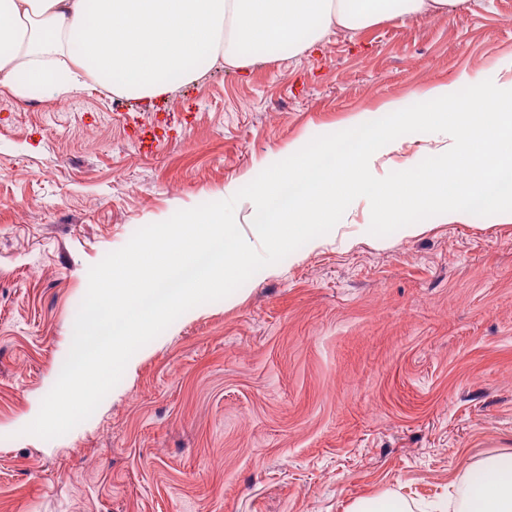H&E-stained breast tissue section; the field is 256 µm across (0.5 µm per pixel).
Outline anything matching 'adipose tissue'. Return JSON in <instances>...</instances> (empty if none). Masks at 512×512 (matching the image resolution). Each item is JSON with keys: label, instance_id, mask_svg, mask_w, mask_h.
Returning a JSON list of instances; mask_svg holds the SVG:
<instances>
[{"label": "adipose tissue", "instance_id": "adipose-tissue-1", "mask_svg": "<svg viewBox=\"0 0 512 512\" xmlns=\"http://www.w3.org/2000/svg\"><path fill=\"white\" fill-rule=\"evenodd\" d=\"M462 0H0V79L21 95H58L88 79L157 98L188 64L240 69L293 56L332 27L358 32ZM467 491L432 512H512V454L464 467Z\"/></svg>", "mask_w": 512, "mask_h": 512}]
</instances>
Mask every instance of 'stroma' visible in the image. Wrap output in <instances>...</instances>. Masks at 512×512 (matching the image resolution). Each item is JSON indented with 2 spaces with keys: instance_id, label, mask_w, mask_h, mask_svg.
<instances>
[{
  "instance_id": "1",
  "label": "stroma",
  "mask_w": 512,
  "mask_h": 512,
  "mask_svg": "<svg viewBox=\"0 0 512 512\" xmlns=\"http://www.w3.org/2000/svg\"><path fill=\"white\" fill-rule=\"evenodd\" d=\"M512 77V0L332 30L149 102L0 85V512H349L462 495L512 452V222L330 233L179 317L93 415L24 434L73 340L88 271L139 228L222 200L289 144L438 84ZM414 136L382 178L438 155ZM414 506L399 496L379 495L357 500L350 512H413Z\"/></svg>"
}]
</instances>
